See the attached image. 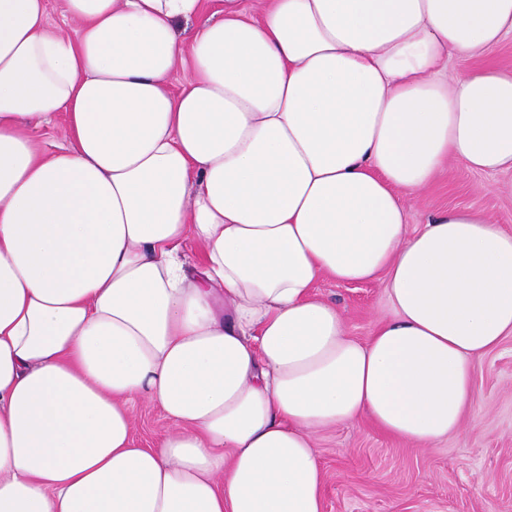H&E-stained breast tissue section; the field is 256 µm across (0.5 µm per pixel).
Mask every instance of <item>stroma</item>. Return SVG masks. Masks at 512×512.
<instances>
[{"label": "stroma", "mask_w": 512, "mask_h": 512, "mask_svg": "<svg viewBox=\"0 0 512 512\" xmlns=\"http://www.w3.org/2000/svg\"><path fill=\"white\" fill-rule=\"evenodd\" d=\"M511 182V171L488 174L450 160L428 187L407 198L408 228L472 207L512 233V195L502 190ZM315 293L336 303L350 335L362 342L390 312L379 280H324ZM473 365L476 401L446 441L417 448L366 418L318 433L322 512H512V337Z\"/></svg>", "instance_id": "35a3bbf8"}]
</instances>
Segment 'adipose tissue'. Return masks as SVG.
Returning <instances> with one entry per match:
<instances>
[{
    "label": "adipose tissue",
    "mask_w": 512,
    "mask_h": 512,
    "mask_svg": "<svg viewBox=\"0 0 512 512\" xmlns=\"http://www.w3.org/2000/svg\"><path fill=\"white\" fill-rule=\"evenodd\" d=\"M200 8L62 0L72 39L0 0V512H322L316 434L448 439L512 336V234L405 207L449 159L512 171V70L448 74L512 0H224L183 42ZM324 278L392 316L358 341ZM64 125V116L58 115L49 125L40 127L35 130L34 135L47 150L54 151L57 150V146L66 144V141L62 136V129ZM169 426V422L159 408L149 405L137 408L135 436L145 448L155 447L158 439Z\"/></svg>",
    "instance_id": "obj_1"
}]
</instances>
